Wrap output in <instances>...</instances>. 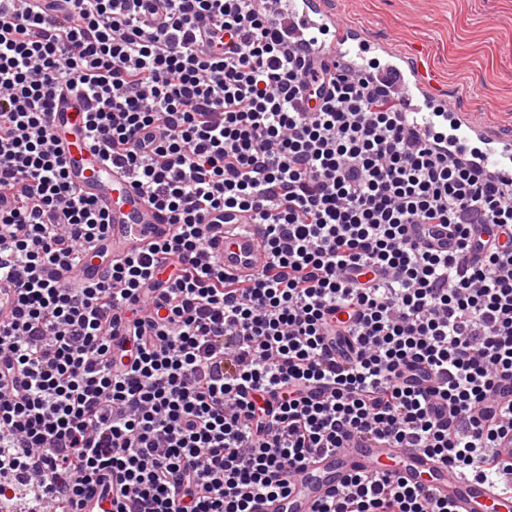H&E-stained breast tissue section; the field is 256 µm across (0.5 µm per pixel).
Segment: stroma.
<instances>
[{"instance_id":"stroma-1","label":"stroma","mask_w":512,"mask_h":512,"mask_svg":"<svg viewBox=\"0 0 512 512\" xmlns=\"http://www.w3.org/2000/svg\"><path fill=\"white\" fill-rule=\"evenodd\" d=\"M338 22L420 54L448 105L512 130V0H335Z\"/></svg>"}]
</instances>
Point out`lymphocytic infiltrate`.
Returning <instances> with one entry per match:
<instances>
[{"mask_svg": "<svg viewBox=\"0 0 512 512\" xmlns=\"http://www.w3.org/2000/svg\"><path fill=\"white\" fill-rule=\"evenodd\" d=\"M276 0H0V512H251L354 439L512 493V182L421 133L374 73L330 67ZM173 237L61 282L108 226L66 176L57 96ZM252 214L268 266L196 264L206 214ZM448 248L429 242L433 227ZM318 512H451L395 472ZM17 290L11 278H0V324L5 325L12 321L15 314Z\"/></svg>", "mask_w": 512, "mask_h": 512, "instance_id": "1", "label": "lymphocytic infiltrate"}]
</instances>
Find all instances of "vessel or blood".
Returning a JSON list of instances; mask_svg holds the SVG:
<instances>
[{
  "mask_svg": "<svg viewBox=\"0 0 512 512\" xmlns=\"http://www.w3.org/2000/svg\"><path fill=\"white\" fill-rule=\"evenodd\" d=\"M385 74L405 98H414L434 78L418 59L404 58ZM52 128L62 143L69 178L84 198L96 201L109 215L104 243L113 256L128 255L141 246L170 235L168 213L150 204L123 171L106 164L86 134L89 113L85 104L71 96L57 100ZM486 161L498 167L502 177L512 178V138L503 137ZM223 233L209 246L225 273L244 276L261 271L268 251L250 213L225 211L220 217ZM17 290L13 279L0 278V324L12 321ZM396 464L399 478L410 485L428 484L448 499L455 512H512V496L497 493L489 483L470 480L456 469L442 465L416 448H396L385 443L355 442L318 456L294 482L288 496L259 499L252 512H317L320 504L351 475L368 473Z\"/></svg>",
  "mask_w": 512,
  "mask_h": 512,
  "instance_id": "b4317fda",
  "label": "vessel or blood"
}]
</instances>
